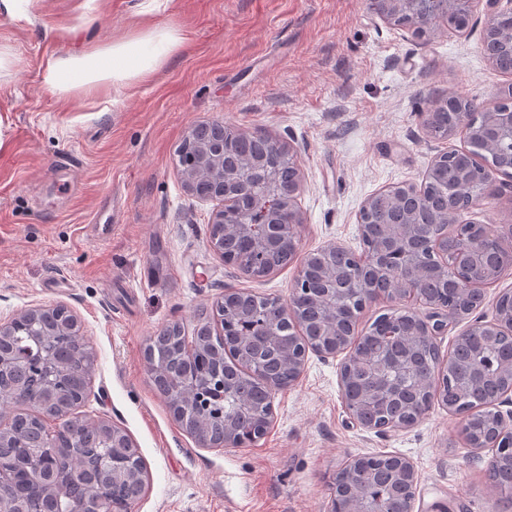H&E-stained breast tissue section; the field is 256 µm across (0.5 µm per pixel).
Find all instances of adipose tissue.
I'll return each instance as SVG.
<instances>
[{"instance_id": "adipose-tissue-1", "label": "adipose tissue", "mask_w": 512, "mask_h": 512, "mask_svg": "<svg viewBox=\"0 0 512 512\" xmlns=\"http://www.w3.org/2000/svg\"><path fill=\"white\" fill-rule=\"evenodd\" d=\"M180 44L181 37L175 29H146L95 51L71 50L51 56L44 63L43 79L60 95L128 86L160 69Z\"/></svg>"}]
</instances>
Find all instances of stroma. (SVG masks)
<instances>
[{"mask_svg":"<svg viewBox=\"0 0 512 512\" xmlns=\"http://www.w3.org/2000/svg\"><path fill=\"white\" fill-rule=\"evenodd\" d=\"M34 0L30 21L0 13V321L58 302L74 310L95 356L79 418L125 429L148 487L132 512H328L351 457L396 453L419 474L415 512H505L486 476L492 449L467 447L461 419L433 405L414 427L381 436L349 418L340 359L310 355L275 392L269 433L227 451L197 447L173 420L144 363L172 322L193 334L225 288L287 297L296 264L250 278L207 244L213 206L192 199L177 150L197 123L220 119L291 144L305 174L301 250H360L365 198L421 184L463 134L431 138L421 115L459 95L493 106L512 73L483 52L482 28L418 39L367 0ZM77 28L87 49L152 27L176 29L170 64L115 91L62 98L46 59ZM506 247L512 188L462 213Z\"/></svg>","mask_w":512,"mask_h":512,"instance_id":"obj_1","label":"stroma"}]
</instances>
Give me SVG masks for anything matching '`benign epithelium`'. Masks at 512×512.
<instances>
[{
	"label": "benign epithelium",
	"mask_w": 512,
	"mask_h": 512,
	"mask_svg": "<svg viewBox=\"0 0 512 512\" xmlns=\"http://www.w3.org/2000/svg\"><path fill=\"white\" fill-rule=\"evenodd\" d=\"M506 5H501V2ZM374 14L390 24L403 27L419 38H426L448 28V17L474 16L476 0H369ZM500 9L490 13L484 30V46L491 61H496L494 46L501 44L512 50V25L503 27L498 20L512 16V0H495ZM447 103L438 98L423 114L426 130L438 139L446 140L461 130L467 140L482 144L483 162L476 166L481 174L480 191L474 197L479 206L497 191V177L503 173L501 163L512 164V151L502 149L505 136L512 135V109L498 107L468 115L466 123L452 129H436L437 111ZM223 126L220 121L198 125L191 129L185 144L195 147L192 152L179 154L180 174L190 196L201 202H215L212 223L224 227L248 240L250 250L240 256L224 253V239L220 233H211L209 248L224 264L233 266L251 278L267 275L264 259L267 252L279 242H288L294 251H300L299 229L304 216L297 200L303 187L304 173L297 160L295 149L269 135H262L269 151L252 158L247 164L233 167L225 163L232 153L235 141L246 133L227 128L224 133H210V129ZM457 154L451 149L438 153L423 183L403 184L380 191L393 207L417 206L426 199L428 183L442 186L441 193L455 195L456 186L440 178V171L448 164L449 157ZM377 195L366 198L359 210L358 224L378 222L389 226L382 242L361 238L363 254L333 244L325 249L301 257L288 298L260 297L248 294L251 300L252 336L235 340L230 332L235 330L234 320L224 307V301L244 295L239 288H226L216 301L210 314L203 317L199 328L208 336L212 346L224 350L237 343L246 348L260 341L266 348H275L288 358L296 376H301L311 354L323 358L345 355L340 368V383L348 380L346 366L351 362L363 363L357 352L363 333L358 331L359 314L381 298L405 303L401 312H410L425 336L437 338L448 332V324L459 321L481 307L483 288L489 285L483 266L472 262V255L480 251L479 241L463 242L453 252H448V236L457 229V215L453 208L440 214L429 232L421 225L406 218L402 224H391L387 211L375 204ZM263 208L268 211L265 234L260 238L251 235L246 215ZM317 257L322 264L316 271L309 270L310 258ZM387 279L391 287L381 292L371 287V281ZM308 296L324 306L334 303L324 314L322 335L318 341L308 337L307 325L300 316L298 306L302 297ZM412 306H407V303ZM428 310L423 316L416 307ZM47 314L53 324L30 330V344L22 349L0 345V374L9 371L34 372L50 377L48 389L32 400L25 399L21 388H15L10 398L16 406H32L44 419L56 421L54 430H45L36 448L28 452V459H37L40 468L39 486L56 493L72 483L78 485L77 497L68 512H90L92 504L109 499V512H131V504L117 497H107L104 480L96 473L105 472L116 486L125 482L143 483L140 470L131 465L138 455L136 445L125 430L109 421L88 422L71 415L74 406L86 397L89 378L80 387L71 382L53 350L51 337L68 336L77 350H86L81 325L73 310L64 303L46 308L29 309L7 322L0 323V339L12 335L15 322L22 317L35 318ZM512 332V309L495 305L491 321L475 320L457 336L459 345L473 335H481L487 342ZM447 360L421 368L409 359L384 361L380 370L371 373L374 386L366 390L364 401L347 402L346 409L352 421L378 434L409 429L428 412L429 407L415 409L402 419L369 420L362 415L365 405L383 406L418 385L435 389L434 400L453 413L444 395L448 393ZM231 387V380L224 373L209 365H202L200 372L184 379L180 390L166 392L170 411L181 428L201 448H245L262 439L274 421L273 405H268L245 436L231 416L224 415L219 402L224 391ZM512 385L500 390L493 398L472 407L462 418L463 435L468 447L494 450L493 460L487 469L489 480L502 493H511L499 481L496 460L512 458V410L502 406L512 405L509 394ZM15 419L0 422V447L15 443ZM395 460L398 476L404 489L405 512H414L418 473L413 462L402 455L388 454ZM18 470L0 465V512H34L25 497L12 500L9 509H3V493L15 487ZM350 498V512H365L368 493L360 483L342 486L338 479L331 483V502L339 493Z\"/></svg>",
	"instance_id": "7a95c632"
}]
</instances>
